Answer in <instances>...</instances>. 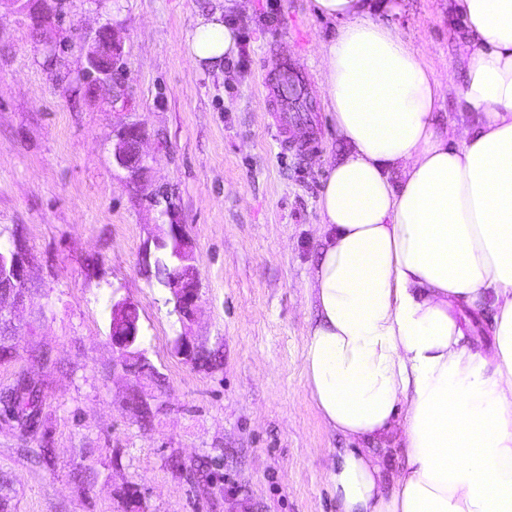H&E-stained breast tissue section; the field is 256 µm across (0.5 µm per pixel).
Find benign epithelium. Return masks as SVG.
<instances>
[{"label":"benign epithelium","mask_w":512,"mask_h":512,"mask_svg":"<svg viewBox=\"0 0 512 512\" xmlns=\"http://www.w3.org/2000/svg\"><path fill=\"white\" fill-rule=\"evenodd\" d=\"M86 67L82 78L95 88L109 82V63L119 60L121 44L112 24L105 23L87 33ZM143 131L136 125L123 127L116 135L113 145V159L116 165L127 172V179L134 185L147 181L150 172L149 157L142 151ZM167 229L153 239L155 254L145 251L144 259L154 258L156 268L166 270L165 287L174 301V310L180 321H190L197 310L200 299L199 277L194 261V243L184 232V225L178 223L171 210ZM26 249L18 242L0 245V282L9 288L0 291V299L9 297L12 306L0 303V323L12 322L15 309L25 298L28 272ZM136 305L127 298L112 301V346L124 357L125 370L140 375L150 369L141 349L142 334L138 319H130L127 312ZM174 353L187 361L198 354L188 337L179 336L174 343Z\"/></svg>","instance_id":"obj_1"}]
</instances>
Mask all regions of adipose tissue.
I'll list each match as a JSON object with an SVG mask.
<instances>
[{
    "instance_id": "adipose-tissue-1",
    "label": "adipose tissue",
    "mask_w": 512,
    "mask_h": 512,
    "mask_svg": "<svg viewBox=\"0 0 512 512\" xmlns=\"http://www.w3.org/2000/svg\"><path fill=\"white\" fill-rule=\"evenodd\" d=\"M337 21L322 68L336 136L319 198L310 396L349 445L339 512H512V0H448L472 49L449 133L440 84L379 21L386 0H313ZM224 9L198 16L194 66L239 54ZM492 310L494 350L469 345ZM393 440L386 471L366 443Z\"/></svg>"
}]
</instances>
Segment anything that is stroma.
I'll use <instances>...</instances> for the list:
<instances>
[{"label":"stroma","mask_w":512,"mask_h":512,"mask_svg":"<svg viewBox=\"0 0 512 512\" xmlns=\"http://www.w3.org/2000/svg\"><path fill=\"white\" fill-rule=\"evenodd\" d=\"M33 2L49 16L39 29L0 6V242L20 240L29 258L0 392L35 385L38 422L22 428L0 402V492L14 512H338L328 470L348 441L304 372L324 164L341 150L320 62L334 22L311 0H237L245 54L217 75L197 71L185 45L215 0ZM389 2L382 18L433 70L447 129L465 26L448 0ZM106 22L123 46L120 83L90 93L81 33ZM280 49L312 75L311 153L282 145L266 110ZM132 123L153 158L140 186L112 159L113 134ZM156 192L195 244L199 310L185 324L142 265L168 221L147 201ZM116 298L138 306L151 368L136 377L110 339ZM183 334L217 361L176 356ZM46 448L51 464H34ZM82 466L94 483L73 481Z\"/></svg>","instance_id":"35a3bbf8"}]
</instances>
